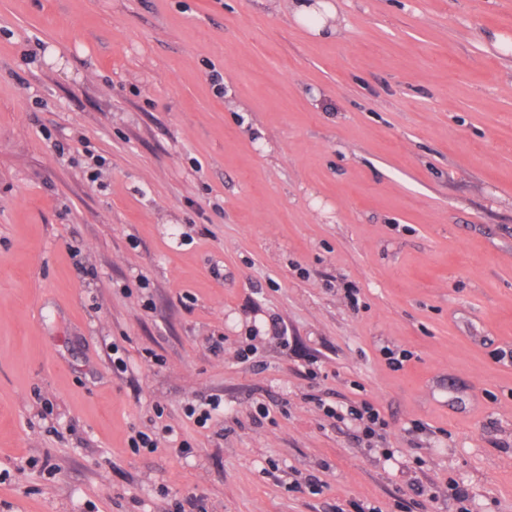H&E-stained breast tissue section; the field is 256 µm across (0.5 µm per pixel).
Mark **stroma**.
I'll use <instances>...</instances> for the list:
<instances>
[{"label":"stroma","mask_w":512,"mask_h":512,"mask_svg":"<svg viewBox=\"0 0 512 512\" xmlns=\"http://www.w3.org/2000/svg\"><path fill=\"white\" fill-rule=\"evenodd\" d=\"M336 6L0 0V512H512V0ZM297 1L294 7L295 19L302 25L306 26L313 34L322 36L327 26L326 18H335L337 15V7L330 0H320L313 4L307 0ZM324 413L337 421L344 422L350 420L358 425L360 435L358 441L364 443L366 448H372V442L375 438H382L388 426L385 419L381 416L378 408L370 401H361L358 405L347 406L345 410L333 406L321 405Z\"/></svg>","instance_id":"stroma-1"}]
</instances>
